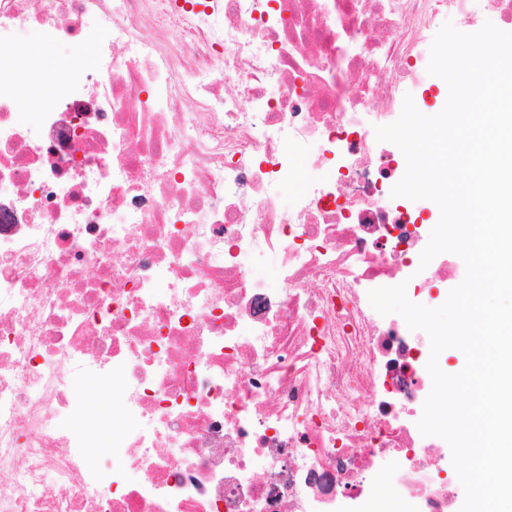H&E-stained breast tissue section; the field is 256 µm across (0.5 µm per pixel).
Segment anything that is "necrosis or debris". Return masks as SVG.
<instances>
[{"label": "necrosis or debris", "mask_w": 512, "mask_h": 512, "mask_svg": "<svg viewBox=\"0 0 512 512\" xmlns=\"http://www.w3.org/2000/svg\"><path fill=\"white\" fill-rule=\"evenodd\" d=\"M480 4L512 23V0H0V512H454L417 427L430 346L368 293L465 270L421 266L428 204L392 197L375 129ZM31 29L95 34L92 67L49 68Z\"/></svg>", "instance_id": "4bbe7bcc"}]
</instances>
